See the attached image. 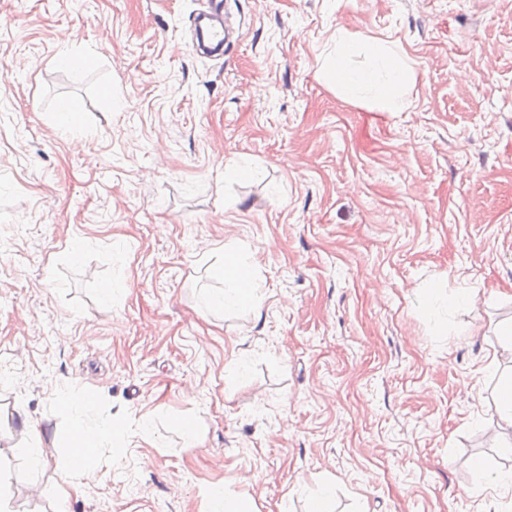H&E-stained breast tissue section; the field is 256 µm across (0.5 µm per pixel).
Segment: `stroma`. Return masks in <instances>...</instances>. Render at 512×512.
<instances>
[{"label": "stroma", "instance_id": "35a3bbf8", "mask_svg": "<svg viewBox=\"0 0 512 512\" xmlns=\"http://www.w3.org/2000/svg\"><path fill=\"white\" fill-rule=\"evenodd\" d=\"M203 7L0 0V498L54 512L67 395L125 430L69 512H512L472 466L512 469V0H226L219 59ZM340 29L399 43L403 111L328 83ZM218 243L259 310L205 305ZM207 3L211 13L207 17L203 14L198 22L197 35L190 47L193 54L224 50V27L217 20V17L224 13V1L207 0Z\"/></svg>", "mask_w": 512, "mask_h": 512}]
</instances>
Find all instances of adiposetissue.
<instances>
[{
  "label": "adipose tissue",
  "instance_id": "1",
  "mask_svg": "<svg viewBox=\"0 0 512 512\" xmlns=\"http://www.w3.org/2000/svg\"><path fill=\"white\" fill-rule=\"evenodd\" d=\"M335 53L324 66L327 81L348 100L359 99L363 94H373L385 112L401 111L402 106L394 93L409 82L411 66L399 53L395 41L380 37L353 38L347 31L337 30L334 37ZM363 52L366 63L354 67L351 57ZM225 275L233 280V288L212 294L207 304L211 307L233 311L248 305H257V278L250 268L233 262L224 268ZM70 410V434L76 451L69 464L70 477L76 478L85 470L84 457L103 443L120 436L121 430L112 422L101 424L86 418L87 403L72 401Z\"/></svg>",
  "mask_w": 512,
  "mask_h": 512
}]
</instances>
